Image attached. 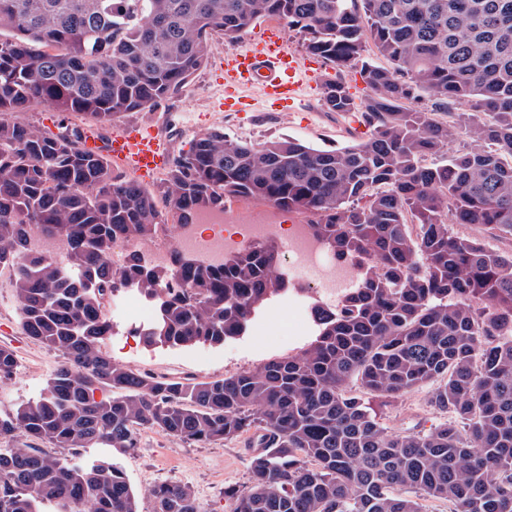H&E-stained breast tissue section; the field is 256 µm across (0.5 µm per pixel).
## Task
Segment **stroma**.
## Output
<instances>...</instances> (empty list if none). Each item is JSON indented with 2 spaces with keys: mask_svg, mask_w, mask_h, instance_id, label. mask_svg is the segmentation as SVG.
Listing matches in <instances>:
<instances>
[{
  "mask_svg": "<svg viewBox=\"0 0 512 512\" xmlns=\"http://www.w3.org/2000/svg\"><path fill=\"white\" fill-rule=\"evenodd\" d=\"M226 47L221 36H213L207 67L200 71L181 95L151 111L127 114L130 122H149L158 127L170 143L173 154L189 149L191 141L214 127L224 128L232 136L263 142L277 138H293L307 145L333 149L360 139L362 132L351 115L327 111L321 88L310 94L305 112H220L216 102L223 87L216 75L224 60ZM274 307H267L263 320H276L279 332L265 346H257L252 334H244L221 346L147 347L136 344L126 348L124 323L112 316L115 333L101 349L131 369L167 377H193L211 380L258 367L270 359L299 353L304 338L290 334L303 312L289 306L282 317H275ZM0 345L15 349L19 369L10 379L0 382V413L44 392L49 377L60 357L24 336L17 323L15 292L12 282L0 287ZM427 390L409 393L385 403L374 397L366 402L378 420L389 431L416 433L428 430L441 420L439 411L427 402ZM106 455L125 472L137 497L140 512H153L150 488L160 482H177L190 486L205 512H228L224 498L226 486L247 488L249 485V452L243 441L200 448L158 431L144 432L137 448L120 451L113 448H85L82 460Z\"/></svg>",
  "mask_w": 512,
  "mask_h": 512,
  "instance_id": "35a3bbf8",
  "label": "stroma"
}]
</instances>
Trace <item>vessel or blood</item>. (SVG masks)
Returning <instances> with one entry per match:
<instances>
[{"label":"vessel or blood","instance_id":"1","mask_svg":"<svg viewBox=\"0 0 512 512\" xmlns=\"http://www.w3.org/2000/svg\"><path fill=\"white\" fill-rule=\"evenodd\" d=\"M225 112H243L251 105L291 112L305 107L309 87L319 74L305 55L293 49L277 26L266 29L260 40L227 50L221 77ZM108 153L136 176L147 179L168 162L169 149L157 129L145 123H127L114 130Z\"/></svg>","mask_w":512,"mask_h":512}]
</instances>
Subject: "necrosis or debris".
<instances>
[{"label": "necrosis or debris", "mask_w": 512, "mask_h": 512, "mask_svg": "<svg viewBox=\"0 0 512 512\" xmlns=\"http://www.w3.org/2000/svg\"><path fill=\"white\" fill-rule=\"evenodd\" d=\"M227 214L211 212L200 214L198 223L207 225L204 234L186 233L183 226L164 224L150 248L154 265L164 267L170 261L171 246H179L204 256L213 264L222 263L225 255L240 251L263 240L276 243L287 255L293 268L308 271L305 287L315 293L337 298L352 277L350 267L330 259L326 246L313 236L305 224H236L228 225ZM111 305L116 306L127 325L126 336L141 337L153 321V309L142 302L134 289L127 288L113 294Z\"/></svg>", "instance_id": "obj_1"}]
</instances>
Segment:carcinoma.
Wrapping results in <instances>:
<instances>
[{
  "instance_id": "obj_1",
  "label": "carcinoma",
  "mask_w": 512,
  "mask_h": 512,
  "mask_svg": "<svg viewBox=\"0 0 512 512\" xmlns=\"http://www.w3.org/2000/svg\"><path fill=\"white\" fill-rule=\"evenodd\" d=\"M265 18L358 71L370 94L335 76L323 105L356 113L363 139L325 150L212 128L169 164L160 199L105 149L83 150L80 129L18 118L36 103L98 125L153 110L206 66L213 35L232 47ZM238 200L305 214L356 287L314 307L298 354L253 370L198 381L112 360L104 302L124 288L157 301L147 347L221 346L285 289L271 241L219 266L174 255L157 269L137 253L114 266L113 242ZM456 224L512 238V0H0V266L21 331L61 358L38 399L0 414V512H139L116 463L37 444L126 450L148 430L200 447L246 438L251 487L224 489L230 512H422L407 489L450 512H512V254ZM31 230L65 239L68 265L28 250ZM18 367L1 345L0 381ZM353 384L386 399L428 387L444 418L391 433ZM151 495L155 512H205L185 484Z\"/></svg>"
}]
</instances>
